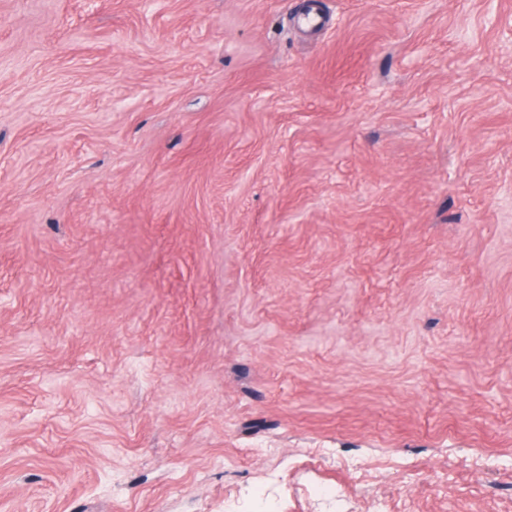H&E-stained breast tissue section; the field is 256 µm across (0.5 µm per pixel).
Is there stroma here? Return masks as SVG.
I'll list each match as a JSON object with an SVG mask.
<instances>
[{"label": "stroma", "instance_id": "1", "mask_svg": "<svg viewBox=\"0 0 512 512\" xmlns=\"http://www.w3.org/2000/svg\"><path fill=\"white\" fill-rule=\"evenodd\" d=\"M0 0V512H512V0Z\"/></svg>", "mask_w": 512, "mask_h": 512}]
</instances>
